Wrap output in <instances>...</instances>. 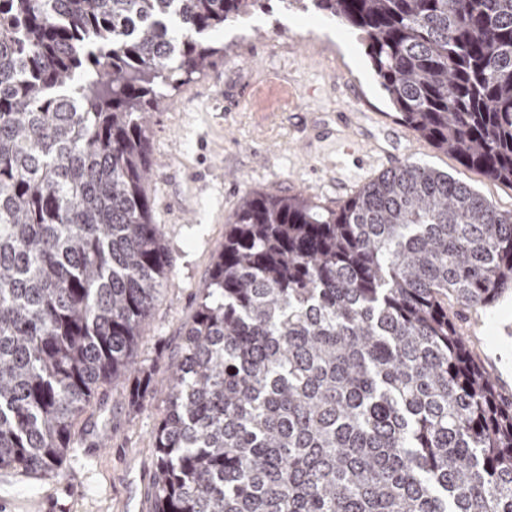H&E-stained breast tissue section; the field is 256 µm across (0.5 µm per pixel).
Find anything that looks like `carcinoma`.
Returning a JSON list of instances; mask_svg holds the SVG:
<instances>
[{
  "label": "carcinoma",
  "instance_id": "obj_1",
  "mask_svg": "<svg viewBox=\"0 0 512 512\" xmlns=\"http://www.w3.org/2000/svg\"><path fill=\"white\" fill-rule=\"evenodd\" d=\"M358 28L395 118L512 184V0H282ZM262 0H0V470L57 476L167 286L150 117ZM512 290V213L417 162L339 208L248 193L155 434L153 512H512V399L448 300Z\"/></svg>",
  "mask_w": 512,
  "mask_h": 512
}]
</instances>
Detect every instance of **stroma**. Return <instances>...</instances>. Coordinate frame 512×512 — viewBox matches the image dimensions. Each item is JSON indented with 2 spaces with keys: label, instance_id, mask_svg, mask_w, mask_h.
I'll use <instances>...</instances> for the list:
<instances>
[{
  "label": "stroma",
  "instance_id": "35a3bbf8",
  "mask_svg": "<svg viewBox=\"0 0 512 512\" xmlns=\"http://www.w3.org/2000/svg\"><path fill=\"white\" fill-rule=\"evenodd\" d=\"M294 41H285L288 31ZM210 41L232 45L224 60L167 89L166 106L152 113L153 163L147 191L153 219L169 253V279L144 325L135 359L152 369V391L134 403V375L102 386L78 416L73 435L83 442L108 430L106 447L68 457L59 477L15 484L21 497L53 493L45 512H153L154 431L167 402L162 386L183 332L198 309L214 259L224 243L226 220L246 192L288 195L339 207L342 171L334 147L355 136L389 166L410 160L448 173L512 212V185L468 168L397 122L375 80L358 30L310 10L267 0L253 15L213 32ZM448 312L477 364L498 391L512 398V291L494 306Z\"/></svg>",
  "mask_w": 512,
  "mask_h": 512
}]
</instances>
